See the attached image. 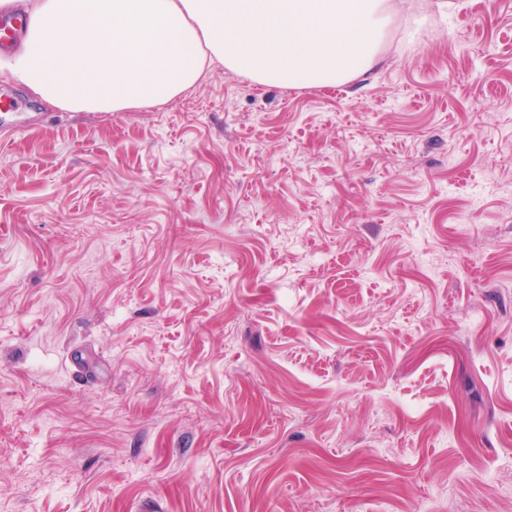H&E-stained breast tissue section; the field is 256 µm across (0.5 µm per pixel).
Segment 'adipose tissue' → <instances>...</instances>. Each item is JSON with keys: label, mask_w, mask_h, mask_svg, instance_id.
<instances>
[{"label": "adipose tissue", "mask_w": 512, "mask_h": 512, "mask_svg": "<svg viewBox=\"0 0 512 512\" xmlns=\"http://www.w3.org/2000/svg\"><path fill=\"white\" fill-rule=\"evenodd\" d=\"M23 10L9 76L66 112L166 103L218 63L254 82L309 87L369 72L387 0H0Z\"/></svg>", "instance_id": "1"}]
</instances>
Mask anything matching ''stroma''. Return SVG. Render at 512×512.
Segmentation results:
<instances>
[{
    "label": "stroma",
    "mask_w": 512,
    "mask_h": 512,
    "mask_svg": "<svg viewBox=\"0 0 512 512\" xmlns=\"http://www.w3.org/2000/svg\"><path fill=\"white\" fill-rule=\"evenodd\" d=\"M365 76L0 98V512H512V0Z\"/></svg>",
    "instance_id": "obj_1"
}]
</instances>
